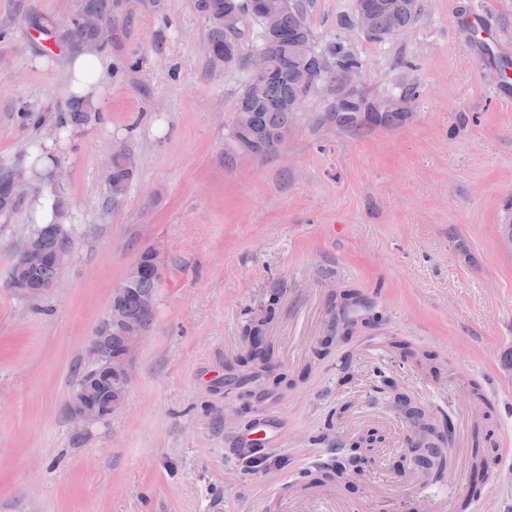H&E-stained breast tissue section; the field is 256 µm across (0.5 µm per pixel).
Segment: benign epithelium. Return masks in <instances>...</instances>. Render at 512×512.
Returning <instances> with one entry per match:
<instances>
[{
  "label": "benign epithelium",
  "mask_w": 512,
  "mask_h": 512,
  "mask_svg": "<svg viewBox=\"0 0 512 512\" xmlns=\"http://www.w3.org/2000/svg\"><path fill=\"white\" fill-rule=\"evenodd\" d=\"M250 9L259 13L263 19L264 34L275 40L281 39L279 14L273 0H250ZM412 0H397L383 5L358 0L355 22L359 29L376 38V11L388 9L408 10ZM242 21V11L234 0L224 2V33L229 43H238ZM247 70L254 80L267 79L272 76L270 53L257 49L247 60ZM362 82V69L344 67L325 69L322 82H311L304 86L298 98L292 103V109L299 111L308 99L321 90L330 88L336 91L333 102L336 120L351 125H369L375 121L387 120L398 122L403 112L396 99L389 97L373 103L362 112L354 111L355 104L349 99V93L358 89ZM72 253L62 249L51 255L45 251L38 238H30L19 255L22 266L32 269L44 263H68ZM163 267L159 260L139 257L129 268L127 276L115 288L107 305L106 313L99 320L85 345L81 358L83 367V386L73 387L68 403L67 416L77 430H86L112 416V411L125 402L128 387L132 381L133 367L139 347L144 338L140 321L155 313L157 299L153 294L138 296L137 314L132 315L124 309V299L130 294L131 284L143 274L162 277ZM57 287V283L38 284L33 288H12L10 292L17 298L28 301Z\"/></svg>",
  "instance_id": "1"
}]
</instances>
